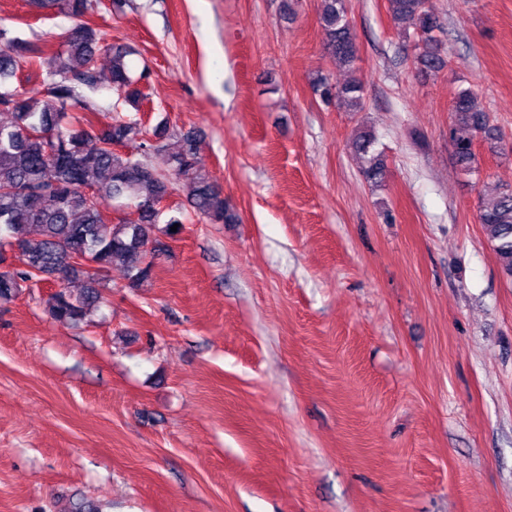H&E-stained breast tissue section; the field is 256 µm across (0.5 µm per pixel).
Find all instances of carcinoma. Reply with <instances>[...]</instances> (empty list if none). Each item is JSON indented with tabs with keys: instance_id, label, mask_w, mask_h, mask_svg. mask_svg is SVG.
Returning <instances> with one entry per match:
<instances>
[{
	"instance_id": "obj_1",
	"label": "carcinoma",
	"mask_w": 512,
	"mask_h": 512,
	"mask_svg": "<svg viewBox=\"0 0 512 512\" xmlns=\"http://www.w3.org/2000/svg\"><path fill=\"white\" fill-rule=\"evenodd\" d=\"M42 12L57 10L77 20L67 30L65 50L46 54L26 42L0 46V248L16 247L18 263L0 271V301L17 298L33 279L66 282L81 278L80 293L65 287L48 299L51 317L62 324L77 323L99 300L104 273L112 263L126 267L129 287L141 288L153 276L154 261L165 246L154 237L162 210L155 205L170 197L176 181L189 187L188 203L194 215L210 224H236L239 215L223 189L197 167L198 139L189 132L173 155L165 146L144 139L141 120L120 114L97 131L89 115L97 112L87 92L97 88L95 68L100 37L82 21L96 12L99 0H30ZM393 23L414 40V63L422 71H439L450 62L441 39L443 26L431 0H388ZM319 23L326 53L343 67L358 58V36L348 17L346 0H320ZM128 51L112 48L110 83L118 98L140 110L145 95L142 73L131 77ZM48 70L50 87L42 101L8 88L22 65ZM314 95L324 102L340 99L349 111L364 110L362 84H336L323 74L311 82ZM449 140L456 165L466 175L478 172L475 141L482 139L501 152V136L489 113L470 87L453 96ZM139 142L137 154L116 151L108 144ZM375 135L357 132L351 141L363 162L361 172L379 186L385 160L371 152ZM119 201L117 208L134 212L131 221L119 220L107 228L100 199ZM478 221L491 242L498 265L512 278V185L499 184L479 200ZM30 226L38 237L26 236ZM85 254L96 270L79 267L74 258Z\"/></svg>"
}]
</instances>
